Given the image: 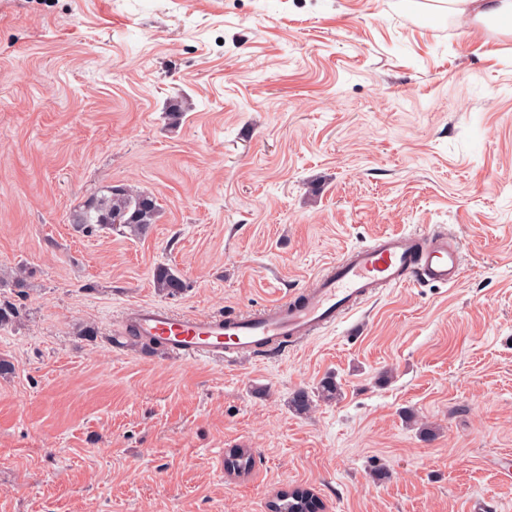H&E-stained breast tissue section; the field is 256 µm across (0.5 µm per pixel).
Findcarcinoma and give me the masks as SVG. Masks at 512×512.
Here are the masks:
<instances>
[{"mask_svg": "<svg viewBox=\"0 0 512 512\" xmlns=\"http://www.w3.org/2000/svg\"><path fill=\"white\" fill-rule=\"evenodd\" d=\"M161 212L158 199L134 188L109 186L100 195L89 200L74 219L76 224L100 228H126L130 235L141 237L150 225L156 223ZM154 285L161 292L175 294L185 288V282L170 267L160 264L153 271ZM313 398L306 390L297 391L290 400V407L298 415L310 412ZM253 458L243 449H237L226 459V466L234 471L245 472L251 469ZM273 512H320L315 495L308 489L295 488L280 495L271 504Z\"/></svg>", "mask_w": 512, "mask_h": 512, "instance_id": "1", "label": "carcinoma"}]
</instances>
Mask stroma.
<instances>
[{
    "instance_id": "obj_1",
    "label": "stroma",
    "mask_w": 512,
    "mask_h": 512,
    "mask_svg": "<svg viewBox=\"0 0 512 512\" xmlns=\"http://www.w3.org/2000/svg\"><path fill=\"white\" fill-rule=\"evenodd\" d=\"M122 185L162 207L146 236L74 224ZM433 224L459 284L382 289L277 358L114 341L131 307L247 311ZM0 297V512H269L295 487L512 512V34L446 0H0ZM329 375L339 399L295 414ZM154 285L161 292L175 294L185 288V282L170 267L160 264L153 271Z\"/></svg>"
}]
</instances>
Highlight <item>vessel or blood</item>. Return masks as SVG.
<instances>
[{
    "label": "vessel or blood",
    "mask_w": 512,
    "mask_h": 512,
    "mask_svg": "<svg viewBox=\"0 0 512 512\" xmlns=\"http://www.w3.org/2000/svg\"><path fill=\"white\" fill-rule=\"evenodd\" d=\"M463 265L459 241L442 227L383 235L329 266L298 298L247 315L178 316L156 305L129 309L126 329L185 358L228 360L296 346L362 307L379 289L413 281L455 285Z\"/></svg>",
    "instance_id": "obj_1"
}]
</instances>
